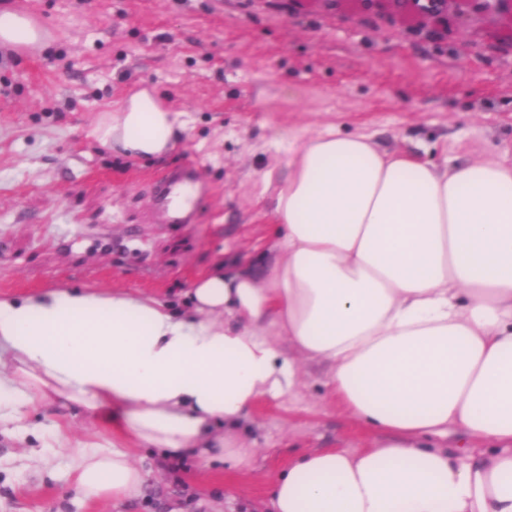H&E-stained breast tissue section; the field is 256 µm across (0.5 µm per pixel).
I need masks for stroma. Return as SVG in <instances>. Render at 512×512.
<instances>
[{"label": "stroma", "instance_id": "35a3bbf8", "mask_svg": "<svg viewBox=\"0 0 512 512\" xmlns=\"http://www.w3.org/2000/svg\"><path fill=\"white\" fill-rule=\"evenodd\" d=\"M35 14L55 39L41 54L0 47V295L122 288L182 306L216 260L278 258L269 199L288 149L333 126L387 151L440 161L458 142L512 145V16L466 26L410 20L393 0H0ZM147 83L186 132L147 163L101 146V112ZM184 171L195 217L165 223L155 180ZM295 359L300 382L261 397L244 418L251 468L153 448L131 455L138 495L78 499L60 469L20 468L0 434V512H271L274 478L298 454L360 450L373 432L338 407L330 365Z\"/></svg>", "mask_w": 512, "mask_h": 512}]
</instances>
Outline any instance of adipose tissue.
<instances>
[{"instance_id": "obj_1", "label": "adipose tissue", "mask_w": 512, "mask_h": 512, "mask_svg": "<svg viewBox=\"0 0 512 512\" xmlns=\"http://www.w3.org/2000/svg\"><path fill=\"white\" fill-rule=\"evenodd\" d=\"M52 40L0 9V45L31 54ZM185 131L139 87L93 135L158 159ZM458 151L437 163L333 128L293 143L270 199L281 258L216 262L183 312L122 289L0 296V433L37 438L46 460L63 433L35 432L27 406L101 416L113 438L91 433L65 458L88 501L140 491L134 448L249 467L242 420L299 382L278 335L330 364L337 404L379 438L298 455L271 485L272 512H512V151ZM452 427L484 450L432 445Z\"/></svg>"}]
</instances>
